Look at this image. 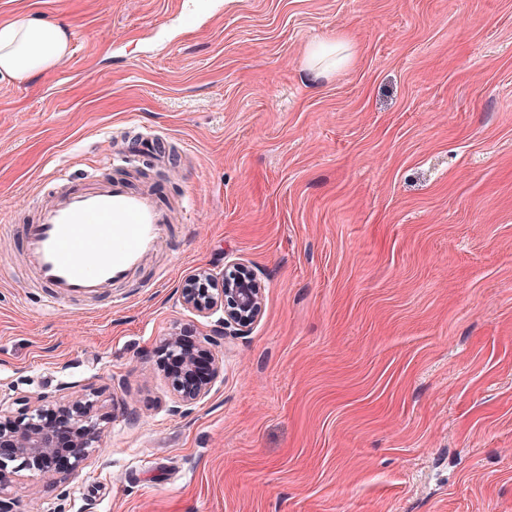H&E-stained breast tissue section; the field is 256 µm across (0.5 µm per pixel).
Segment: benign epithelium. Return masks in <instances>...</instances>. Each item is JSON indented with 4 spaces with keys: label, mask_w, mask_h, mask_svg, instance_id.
I'll return each instance as SVG.
<instances>
[{
    "label": "benign epithelium",
    "mask_w": 512,
    "mask_h": 512,
    "mask_svg": "<svg viewBox=\"0 0 512 512\" xmlns=\"http://www.w3.org/2000/svg\"><path fill=\"white\" fill-rule=\"evenodd\" d=\"M181 298L198 315L209 318L222 312L206 335L205 343L214 344L227 336L248 333L262 311L263 289L252 273L235 263L224 267L221 277L203 270L192 283L181 289ZM165 346L180 353L185 366L193 365L196 352L202 346L187 349L182 346L180 334L172 333ZM211 377L192 389L175 384L176 408L190 410L210 392L212 378L223 370V361L210 357ZM60 394L31 398L19 396L14 404L18 410L8 412L0 408V512H22L21 502L13 491L17 473L33 470L56 480L65 479L82 468L99 445L102 435L101 421L94 412V400L87 393L75 394L68 387L59 388ZM55 411L60 419L56 426L41 425L44 413ZM70 459V469L59 473L56 459L60 454Z\"/></svg>",
    "instance_id": "benign-epithelium-1"
}]
</instances>
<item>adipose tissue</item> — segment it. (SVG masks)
I'll return each instance as SVG.
<instances>
[{
	"mask_svg": "<svg viewBox=\"0 0 512 512\" xmlns=\"http://www.w3.org/2000/svg\"><path fill=\"white\" fill-rule=\"evenodd\" d=\"M69 51V27L33 15L0 21V77L22 79L56 67Z\"/></svg>",
	"mask_w": 512,
	"mask_h": 512,
	"instance_id": "1",
	"label": "adipose tissue"
}]
</instances>
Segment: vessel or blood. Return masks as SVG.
I'll return each instance as SVG.
<instances>
[{"instance_id":"1","label":"vessel or blood","mask_w":512,"mask_h":512,"mask_svg":"<svg viewBox=\"0 0 512 512\" xmlns=\"http://www.w3.org/2000/svg\"><path fill=\"white\" fill-rule=\"evenodd\" d=\"M173 221V209L152 191L93 177L41 206L35 222L22 229V245L54 305L128 283Z\"/></svg>"}]
</instances>
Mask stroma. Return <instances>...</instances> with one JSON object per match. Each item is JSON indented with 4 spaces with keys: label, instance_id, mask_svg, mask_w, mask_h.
<instances>
[{
    "label": "stroma",
    "instance_id": "35a3bbf8",
    "mask_svg": "<svg viewBox=\"0 0 512 512\" xmlns=\"http://www.w3.org/2000/svg\"><path fill=\"white\" fill-rule=\"evenodd\" d=\"M0 0L70 25L0 78V407L92 388L104 430L25 512H512V0ZM352 59L317 77L311 43ZM188 203L132 283L45 307L22 225L87 174ZM263 288L172 412L181 301ZM207 283L217 284L218 288H206ZM181 298L199 316L209 318L222 312L211 333L205 335L204 343L213 345L225 336L248 333L262 311L263 289L248 269L235 263L224 267L221 286L216 276L201 271L182 288ZM165 346L166 348H169L171 352H179L187 368L192 367L196 351L205 352L210 357V378H207L202 383H200L199 385L192 389H183V387L179 383L175 382V388L178 395L176 401L177 405L174 406V408H184L183 411H189L191 410V406H194L209 394L212 379L215 376H218L220 372L223 370V361L219 360L218 358H215L212 354L207 352L206 349H203V345H197V347H194L193 349H187L183 347L180 341V334L178 332H173L170 336H168L165 339Z\"/></svg>",
    "mask_w": 512,
    "mask_h": 512
}]
</instances>
